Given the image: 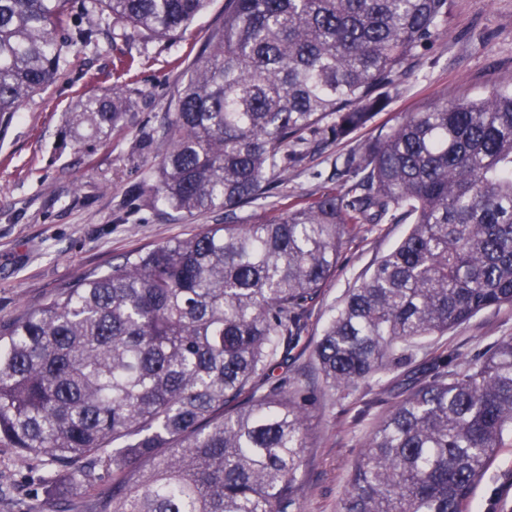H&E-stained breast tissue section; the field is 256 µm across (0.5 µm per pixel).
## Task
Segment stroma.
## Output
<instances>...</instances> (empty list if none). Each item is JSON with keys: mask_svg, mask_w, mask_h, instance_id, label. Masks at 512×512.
<instances>
[{"mask_svg": "<svg viewBox=\"0 0 512 512\" xmlns=\"http://www.w3.org/2000/svg\"><path fill=\"white\" fill-rule=\"evenodd\" d=\"M72 28L94 27L92 42L73 46L68 63L47 90L28 98L0 127V324L39 308L81 274L107 271L126 253L155 247L220 224L223 211L192 217L141 196L152 151L143 141L158 138L169 104L187 67L211 31L224 20L225 0H211L184 37L132 41L121 24L100 19L73 0ZM134 56L130 74L115 70L119 56ZM128 85L133 105L126 124L92 154L62 136L64 121L80 96ZM496 88H512V0H449L448 27L429 48L415 76L400 87L386 111L352 139L331 142L289 168L260 204L239 210L237 221L273 219L289 205L335 192L341 156L356 144L442 97L481 99ZM403 224L363 227L350 236L336 271L310 309L308 331L280 378L320 385L311 357L314 344L347 292L368 276L406 233ZM512 336V306L490 308L443 336L428 338L418 359L434 350L459 355L458 372L492 342ZM396 373L359 383L354 398L326 393L314 407L313 446L301 469V512H338L353 463L380 417L394 402ZM42 465L0 447V486L12 489L0 512H22L25 502L47 493L39 481ZM467 512H512V447L500 449L475 487Z\"/></svg>", "mask_w": 512, "mask_h": 512, "instance_id": "obj_1", "label": "stroma"}]
</instances>
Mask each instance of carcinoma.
Wrapping results in <instances>:
<instances>
[{
	"label": "carcinoma",
	"mask_w": 512,
	"mask_h": 512,
	"mask_svg": "<svg viewBox=\"0 0 512 512\" xmlns=\"http://www.w3.org/2000/svg\"><path fill=\"white\" fill-rule=\"evenodd\" d=\"M209 0H92L127 38L183 36ZM72 0H0V121L61 71ZM448 0H225L163 125L145 200L232 220L272 177L385 111L445 33ZM131 90L87 95L66 135L109 139ZM342 186L264 223L208 224L87 273L0 325V447L41 480L108 487L53 512H300L316 392L275 384L345 240L407 224L314 347L323 389L412 364L430 336L512 306V88L441 98L353 148ZM407 371L356 459L340 512H464L512 443V336L468 373Z\"/></svg>",
	"instance_id": "cac0c4a2"
}]
</instances>
